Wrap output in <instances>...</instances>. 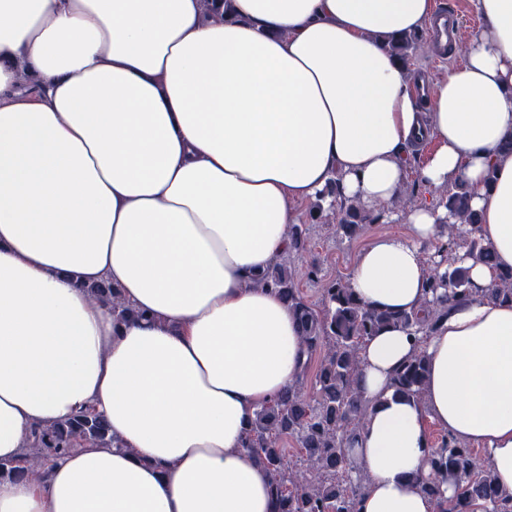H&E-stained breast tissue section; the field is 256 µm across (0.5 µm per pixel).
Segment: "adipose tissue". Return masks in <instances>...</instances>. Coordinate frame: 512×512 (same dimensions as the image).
Segmentation results:
<instances>
[{"label":"adipose tissue","instance_id":"ef3b65f1","mask_svg":"<svg viewBox=\"0 0 512 512\" xmlns=\"http://www.w3.org/2000/svg\"><path fill=\"white\" fill-rule=\"evenodd\" d=\"M472 5L482 28L422 112L380 38L422 29L433 0H0V459L86 406L122 440L0 480V512H276L242 444L307 352L254 278L287 252L292 202L338 172L378 210L427 138L421 183L468 184L495 264L466 260L483 293L428 338L423 401L392 388L407 330L363 345L357 510L440 512L417 481L431 421L512 492V304L486 295L512 268V0ZM445 216L429 199L409 237L362 249L355 297L419 310ZM105 280L133 317L91 298Z\"/></svg>","mask_w":512,"mask_h":512}]
</instances>
